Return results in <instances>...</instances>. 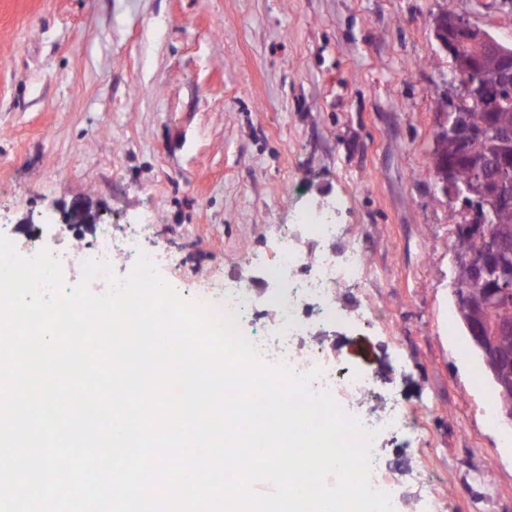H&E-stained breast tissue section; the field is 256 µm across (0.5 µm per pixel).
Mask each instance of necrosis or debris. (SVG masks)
I'll return each instance as SVG.
<instances>
[{
  "label": "necrosis or debris",
  "mask_w": 512,
  "mask_h": 512,
  "mask_svg": "<svg viewBox=\"0 0 512 512\" xmlns=\"http://www.w3.org/2000/svg\"><path fill=\"white\" fill-rule=\"evenodd\" d=\"M338 212L335 201L301 209L293 224L281 230L265 253L244 256V263L266 271L275 283L273 289L262 290L228 278L223 293L201 290L195 298L209 305L215 318L236 317L238 334L260 344L266 362H285L299 374L319 368L314 389L330 392L363 430L388 435L411 424L399 399L386 398L380 414L370 413L367 404L379 393L375 371L351 364L339 349L325 343L329 329L341 328L346 321L370 328L387 321L381 309L350 311L338 304L340 290L361 283L370 264L362 245L339 248L342 227L336 222ZM151 231V225L136 224L118 235L111 225L102 224L89 247L81 250L60 239L38 235L29 239L23 253L32 256L48 250L60 260L62 268L80 278L89 259L108 264L120 254L128 263H135L143 255L142 242Z\"/></svg>",
  "instance_id": "1"
}]
</instances>
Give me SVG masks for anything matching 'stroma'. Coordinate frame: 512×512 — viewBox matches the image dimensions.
Returning <instances> with one entry per match:
<instances>
[{"instance_id":"stroma-1","label":"stroma","mask_w":512,"mask_h":512,"mask_svg":"<svg viewBox=\"0 0 512 512\" xmlns=\"http://www.w3.org/2000/svg\"><path fill=\"white\" fill-rule=\"evenodd\" d=\"M447 8L512 46V0H0V215L76 249L99 222L152 225L190 302L258 277L245 253L340 200L371 269L339 301L389 319L342 332L344 352L417 414L375 443L395 512H512V442L454 293L466 213L434 173ZM75 207L95 224L62 223Z\"/></svg>"}]
</instances>
